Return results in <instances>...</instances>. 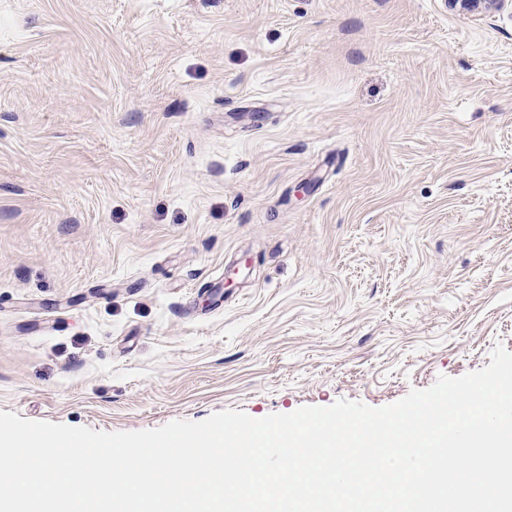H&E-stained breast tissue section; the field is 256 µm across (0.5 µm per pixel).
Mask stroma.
Returning a JSON list of instances; mask_svg holds the SVG:
<instances>
[{"label":"stroma","mask_w":512,"mask_h":512,"mask_svg":"<svg viewBox=\"0 0 512 512\" xmlns=\"http://www.w3.org/2000/svg\"><path fill=\"white\" fill-rule=\"evenodd\" d=\"M512 352V0H0V410L381 407Z\"/></svg>","instance_id":"stroma-1"}]
</instances>
